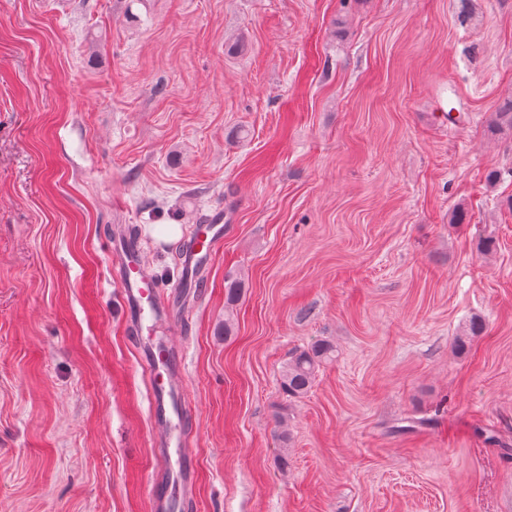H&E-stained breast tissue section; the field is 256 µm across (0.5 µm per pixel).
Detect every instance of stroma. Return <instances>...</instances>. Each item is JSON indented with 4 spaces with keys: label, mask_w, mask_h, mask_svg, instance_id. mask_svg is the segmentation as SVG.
Masks as SVG:
<instances>
[{
    "label": "stroma",
    "mask_w": 512,
    "mask_h": 512,
    "mask_svg": "<svg viewBox=\"0 0 512 512\" xmlns=\"http://www.w3.org/2000/svg\"><path fill=\"white\" fill-rule=\"evenodd\" d=\"M510 97L512 0H0V512H150L112 228L218 209L197 512H512ZM335 349L327 343L316 342L295 355L283 368L281 383L289 397H301L312 386L320 365L335 357Z\"/></svg>",
    "instance_id": "35a3bbf8"
}]
</instances>
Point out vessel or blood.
Wrapping results in <instances>:
<instances>
[{
	"label": "vessel or blood",
	"instance_id": "vessel-or-blood-1",
	"mask_svg": "<svg viewBox=\"0 0 512 512\" xmlns=\"http://www.w3.org/2000/svg\"><path fill=\"white\" fill-rule=\"evenodd\" d=\"M224 243V214L196 224L180 248L183 277L161 290L132 234L112 239V271L119 302L149 379L148 418L158 436L159 463L147 478L151 512H196V470L187 446L184 366L169 339L147 335V325L183 318L186 305L200 300L207 286L206 266Z\"/></svg>",
	"mask_w": 512,
	"mask_h": 512
}]
</instances>
